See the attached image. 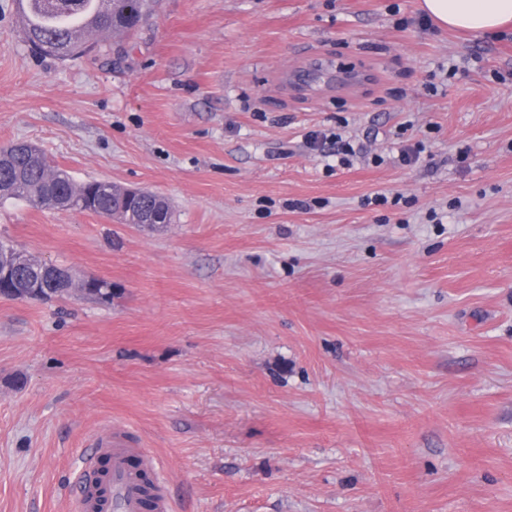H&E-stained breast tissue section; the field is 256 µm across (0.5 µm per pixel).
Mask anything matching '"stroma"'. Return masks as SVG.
Here are the masks:
<instances>
[{
	"label": "stroma",
	"instance_id": "35a3bbf8",
	"mask_svg": "<svg viewBox=\"0 0 512 512\" xmlns=\"http://www.w3.org/2000/svg\"><path fill=\"white\" fill-rule=\"evenodd\" d=\"M420 14L153 0L62 62L0 0V146L173 209L0 199V240L112 285L0 298V512H77L111 428L171 512H512V25ZM312 129L365 152L328 169Z\"/></svg>",
	"mask_w": 512,
	"mask_h": 512
}]
</instances>
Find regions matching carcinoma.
Returning <instances> with one entry per match:
<instances>
[{"instance_id": "1", "label": "carcinoma", "mask_w": 512, "mask_h": 512, "mask_svg": "<svg viewBox=\"0 0 512 512\" xmlns=\"http://www.w3.org/2000/svg\"><path fill=\"white\" fill-rule=\"evenodd\" d=\"M96 0H15L23 21L25 41L37 52L60 59L80 56L94 48L85 41L75 42L70 29L88 17L94 24L129 35L144 20L148 0H112V13L91 15V4ZM52 177H46L48 169ZM20 198L37 207L81 210L102 217H116L126 224H147L156 211L163 212L166 223H171L172 209L161 194L145 190L132 202L126 201L122 188L107 181L75 184L66 171L53 168L44 154L32 150L18 152L14 144L0 147V199ZM38 288L40 297L59 296L55 288H45L24 279L17 284L15 298ZM86 298L101 303L112 299V288L100 280L86 292Z\"/></svg>"}]
</instances>
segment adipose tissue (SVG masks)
I'll return each mask as SVG.
<instances>
[{
  "instance_id": "adipose-tissue-1",
  "label": "adipose tissue",
  "mask_w": 512,
  "mask_h": 512,
  "mask_svg": "<svg viewBox=\"0 0 512 512\" xmlns=\"http://www.w3.org/2000/svg\"><path fill=\"white\" fill-rule=\"evenodd\" d=\"M439 26L485 34L512 21V0H422Z\"/></svg>"
}]
</instances>
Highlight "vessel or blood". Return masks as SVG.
Listing matches in <instances>:
<instances>
[{
  "label": "vessel or blood",
  "instance_id": "vessel-or-blood-1",
  "mask_svg": "<svg viewBox=\"0 0 512 512\" xmlns=\"http://www.w3.org/2000/svg\"><path fill=\"white\" fill-rule=\"evenodd\" d=\"M131 454V448L120 435L97 440L93 453L84 460L78 483L80 512H143L147 488L129 463ZM102 457L108 460V473L103 477L97 472Z\"/></svg>",
  "mask_w": 512,
  "mask_h": 512
}]
</instances>
